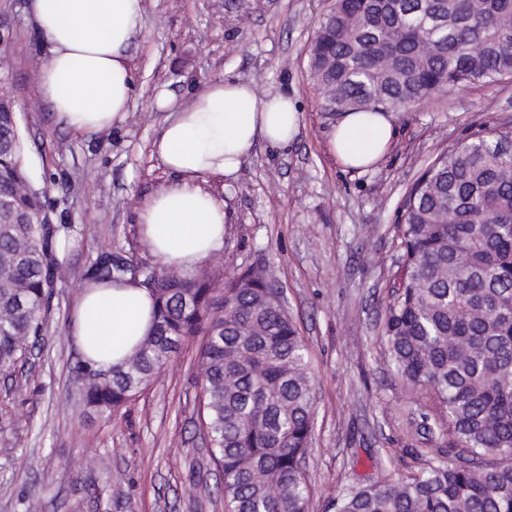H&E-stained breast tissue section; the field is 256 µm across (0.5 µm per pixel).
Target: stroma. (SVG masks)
I'll list each match as a JSON object with an SVG mask.
<instances>
[{"instance_id": "obj_1", "label": "stroma", "mask_w": 512, "mask_h": 512, "mask_svg": "<svg viewBox=\"0 0 512 512\" xmlns=\"http://www.w3.org/2000/svg\"><path fill=\"white\" fill-rule=\"evenodd\" d=\"M333 0H145L130 49L134 91L125 122L79 137L55 125L37 91L46 54L28 0H0V81L28 138L36 184L67 247L45 345L0 383V512H224L218 472L196 426L197 346L117 414L84 409L81 353L70 316L104 251L150 262L136 209L169 174L151 153L168 116L160 92L188 101L214 79L288 92L301 114L288 149L258 144L224 189L230 222L211 267H269L311 358L314 432L304 469L310 512H329L345 488L417 471L415 451L438 447L423 416L432 392L409 393L388 363L385 311L402 249L400 207L448 144L512 127V81L453 90L395 115L396 141L378 164L342 171L327 148L338 115L310 75L316 25Z\"/></svg>"}]
</instances>
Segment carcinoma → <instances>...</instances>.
Here are the masks:
<instances>
[{
  "label": "carcinoma",
  "mask_w": 512,
  "mask_h": 512,
  "mask_svg": "<svg viewBox=\"0 0 512 512\" xmlns=\"http://www.w3.org/2000/svg\"><path fill=\"white\" fill-rule=\"evenodd\" d=\"M310 71L334 112L410 110L438 93L512 80V0H334ZM44 190L30 178L20 124L0 116V373L43 341L57 260ZM399 286L384 336L395 371L444 411L427 432L444 445L388 484L346 489L331 512H512V129L448 145L400 215ZM153 328L107 370L82 361L83 400L116 413L198 346L200 423L221 476L224 512H308L302 462L314 430L306 346L265 269L191 278L139 266ZM132 274L109 257L91 281Z\"/></svg>",
  "instance_id": "obj_1"
}]
</instances>
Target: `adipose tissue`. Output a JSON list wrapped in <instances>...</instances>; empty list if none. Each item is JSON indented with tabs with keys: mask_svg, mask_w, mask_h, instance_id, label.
Here are the masks:
<instances>
[{
	"mask_svg": "<svg viewBox=\"0 0 512 512\" xmlns=\"http://www.w3.org/2000/svg\"><path fill=\"white\" fill-rule=\"evenodd\" d=\"M37 32L49 44L38 90L54 121L79 135L111 130L129 113L133 80L129 48L145 25L143 0H30ZM300 130L288 93L263 98L247 82L220 78L171 113L152 153L172 173L137 209L143 241L158 264L193 275L224 248V181L236 179L258 143L284 149ZM396 136L389 112H346L328 147L337 164L363 171L388 152ZM151 294L126 280L89 282L72 314L85 360L120 364L152 327Z\"/></svg>",
	"mask_w": 512,
	"mask_h": 512,
	"instance_id": "obj_1",
	"label": "adipose tissue"
}]
</instances>
